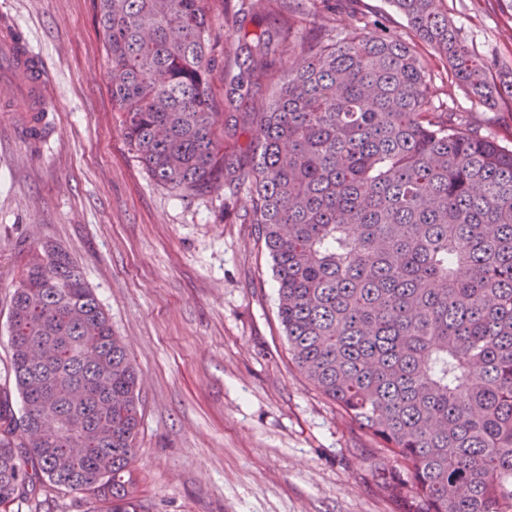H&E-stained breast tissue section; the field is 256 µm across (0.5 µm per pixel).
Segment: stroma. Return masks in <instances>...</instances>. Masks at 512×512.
<instances>
[{
	"instance_id": "1",
	"label": "stroma",
	"mask_w": 512,
	"mask_h": 512,
	"mask_svg": "<svg viewBox=\"0 0 512 512\" xmlns=\"http://www.w3.org/2000/svg\"><path fill=\"white\" fill-rule=\"evenodd\" d=\"M460 37L512 70V0H438ZM44 58L48 141L0 106V369L10 295L51 241L82 266L140 379L144 512H394L369 435L298 371L272 261L242 204L160 186L129 150L94 0H0ZM435 103L512 149V98L468 97L423 48Z\"/></svg>"
}]
</instances>
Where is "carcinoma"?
I'll return each instance as SVG.
<instances>
[{"label":"carcinoma","instance_id":"1","mask_svg":"<svg viewBox=\"0 0 512 512\" xmlns=\"http://www.w3.org/2000/svg\"><path fill=\"white\" fill-rule=\"evenodd\" d=\"M210 2L99 0L130 151L172 191L245 195L291 360L372 437L396 512H512V150L434 104L417 43L490 109L512 72L489 81L436 0H389L406 38L355 12L315 43L297 35L300 0H249L257 29L237 24L219 97ZM270 53L298 62L282 73ZM236 100L247 111L218 124ZM7 322L0 508L48 482L141 512L138 374L77 261L33 249Z\"/></svg>","mask_w":512,"mask_h":512}]
</instances>
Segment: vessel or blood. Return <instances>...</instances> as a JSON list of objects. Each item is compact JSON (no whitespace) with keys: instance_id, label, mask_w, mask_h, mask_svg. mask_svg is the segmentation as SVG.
Wrapping results in <instances>:
<instances>
[{"instance_id":"obj_1","label":"vessel or blood","mask_w":512,"mask_h":512,"mask_svg":"<svg viewBox=\"0 0 512 512\" xmlns=\"http://www.w3.org/2000/svg\"><path fill=\"white\" fill-rule=\"evenodd\" d=\"M0 68L12 79L11 85L0 88V97L18 102L28 117V133L47 134V121L39 115L45 88L42 58L31 41L8 25L0 27Z\"/></svg>"}]
</instances>
